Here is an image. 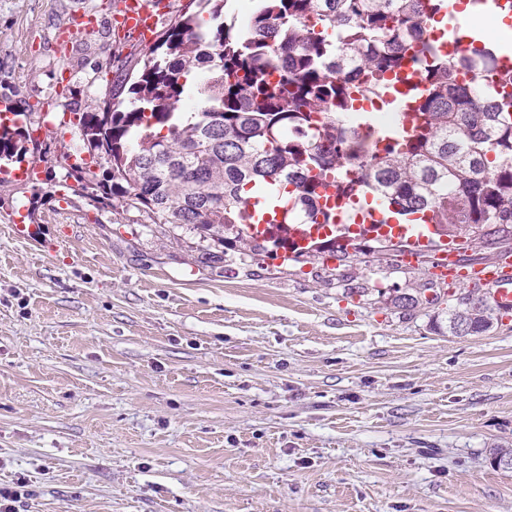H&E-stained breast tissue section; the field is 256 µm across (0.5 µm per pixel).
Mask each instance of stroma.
Returning a JSON list of instances; mask_svg holds the SVG:
<instances>
[{
    "label": "stroma",
    "instance_id": "obj_1",
    "mask_svg": "<svg viewBox=\"0 0 512 512\" xmlns=\"http://www.w3.org/2000/svg\"><path fill=\"white\" fill-rule=\"evenodd\" d=\"M78 0H0V97L29 110L0 177V488L19 512H512V323L438 333L395 306L426 267L383 255L224 252L75 179L77 125L143 50L97 32L55 47ZM67 207H60V197ZM43 227L15 237L18 209Z\"/></svg>",
    "mask_w": 512,
    "mask_h": 512
}]
</instances>
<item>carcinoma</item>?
<instances>
[{
    "label": "carcinoma",
    "instance_id": "cac0c4a2",
    "mask_svg": "<svg viewBox=\"0 0 512 512\" xmlns=\"http://www.w3.org/2000/svg\"><path fill=\"white\" fill-rule=\"evenodd\" d=\"M209 18L185 13L136 60L124 78L126 105L106 112L92 100L79 126L95 157L111 164L97 182L105 198L144 211L155 224L193 230L200 240L249 256L285 247L290 230L272 239L248 231L250 199L281 190L289 207L284 224H334L320 206L319 180L346 169L360 155L344 196L371 195L395 214H433L497 248L512 240V74L487 88L482 73L495 52L466 56L472 77L456 80L457 64L433 44L422 45L411 67L425 83L420 125L383 146L360 142L364 122L352 88L385 92L412 33L448 12L449 0H253L244 22L227 20L228 0H197ZM29 129L0 130V160L27 152ZM463 319L468 330L457 327ZM500 312L471 289L431 326L456 336L490 330Z\"/></svg>",
    "mask_w": 512,
    "mask_h": 512
}]
</instances>
